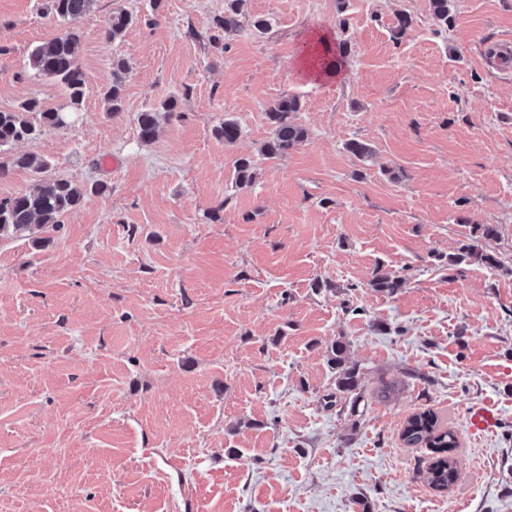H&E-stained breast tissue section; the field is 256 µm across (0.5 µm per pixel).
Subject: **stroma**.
Listing matches in <instances>:
<instances>
[{"mask_svg":"<svg viewBox=\"0 0 512 512\" xmlns=\"http://www.w3.org/2000/svg\"><path fill=\"white\" fill-rule=\"evenodd\" d=\"M225 5L96 0L77 121L11 147L104 190L44 246L0 239V512H512V61L493 55L512 0H451L444 27L430 0H241L221 32ZM117 10L134 21L108 43ZM64 30L46 0H0L1 111L65 104L26 66ZM318 32L348 41L330 79L302 68ZM287 95L308 139L269 160L266 112ZM227 117L230 145L214 135ZM482 224L501 267L449 274ZM378 270L405 287L373 290ZM339 340L361 371L354 408L336 394ZM481 402L496 420L478 440ZM424 410L458 440L443 492L431 449L401 439ZM126 68L122 63L117 64V70L113 71L112 84L106 89L104 99L109 112L116 115L123 108V77L119 74Z\"/></svg>","mask_w":512,"mask_h":512,"instance_id":"obj_1","label":"stroma"}]
</instances>
